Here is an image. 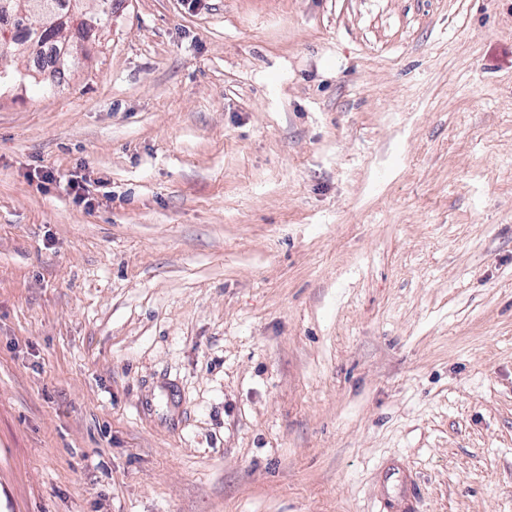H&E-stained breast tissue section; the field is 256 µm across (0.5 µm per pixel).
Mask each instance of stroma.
Instances as JSON below:
<instances>
[{
  "instance_id": "obj_1",
  "label": "stroma",
  "mask_w": 512,
  "mask_h": 512,
  "mask_svg": "<svg viewBox=\"0 0 512 512\" xmlns=\"http://www.w3.org/2000/svg\"><path fill=\"white\" fill-rule=\"evenodd\" d=\"M111 7L0 58V512H512V0Z\"/></svg>"
}]
</instances>
